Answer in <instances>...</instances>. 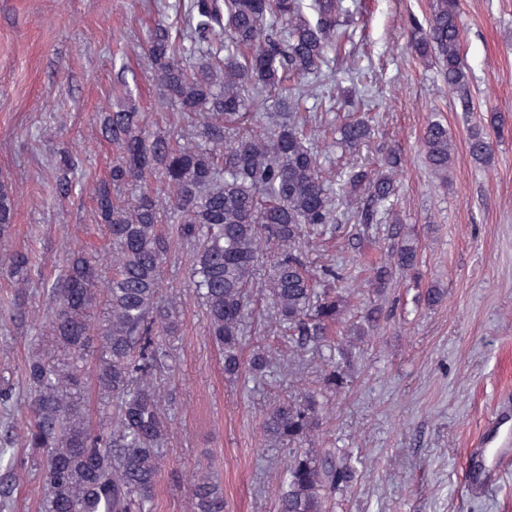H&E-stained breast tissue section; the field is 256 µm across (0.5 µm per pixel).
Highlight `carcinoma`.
Listing matches in <instances>:
<instances>
[{
	"label": "carcinoma",
	"instance_id": "carcinoma-1",
	"mask_svg": "<svg viewBox=\"0 0 512 512\" xmlns=\"http://www.w3.org/2000/svg\"><path fill=\"white\" fill-rule=\"evenodd\" d=\"M171 9L182 18L179 36L166 22ZM156 10L142 52L163 99L178 108L191 131H150L145 114L129 102L124 70L116 73L113 84L123 102L95 118L116 157L109 178L92 190L95 220L112 244V275L102 278L96 256L72 254L50 287L49 333L64 358L32 355L23 365L31 391L24 441L41 485L40 512H151L168 440L155 379L168 367L166 337L182 325L162 294L163 269L176 244L189 251L190 287L205 307L209 339L224 350V376L263 378L274 369L270 346L258 339L248 357L242 352L264 260H270V271L260 287L268 292L288 355L311 347L341 354L330 333L346 309V297L334 288L343 270L327 266L316 278L292 245L331 230L348 192L360 187L366 200L351 213L354 223L376 224L384 215L399 223L393 212L397 153L373 168L351 166L335 180L327 177L330 149L365 146L374 135L370 119L331 124L334 137L325 149L308 132L318 112L308 114L303 106L310 77L324 89L336 85L341 73L350 83L344 93H362L361 69L336 67L353 40L362 0H159ZM411 46L436 64L450 89H465L457 0H431ZM421 143L428 165L447 178L453 151L448 126L428 121ZM468 145L477 163L490 164L494 149L487 133L471 132ZM80 162L69 149L59 152L55 193L69 194ZM130 185L138 193L126 198L122 191ZM12 217L10 190L1 183L0 272L17 284L14 306L23 315L31 260L9 245ZM417 264L416 248L397 241L378 274L387 279ZM101 290L107 312L94 336L91 314ZM92 349L98 393L113 402L112 416L97 428L73 399L83 388L80 362ZM343 384L333 365L319 391L267 412L264 436L288 446L279 512H327L351 482L356 458L350 449L302 447L322 430L326 394ZM189 500L191 512H227L224 489L206 470L195 472Z\"/></svg>",
	"mask_w": 512,
	"mask_h": 512
}]
</instances>
